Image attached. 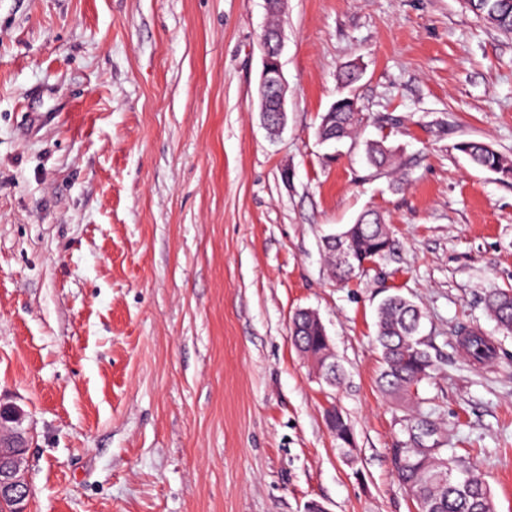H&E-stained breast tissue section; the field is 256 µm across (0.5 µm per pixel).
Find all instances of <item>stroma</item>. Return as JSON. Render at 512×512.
I'll return each mask as SVG.
<instances>
[{
	"mask_svg": "<svg viewBox=\"0 0 512 512\" xmlns=\"http://www.w3.org/2000/svg\"><path fill=\"white\" fill-rule=\"evenodd\" d=\"M266 23L265 0H0V398L27 413L31 512H415V407L378 384L392 295L425 313L423 412L512 512V335L484 304L512 288V182L455 148L512 158V36L463 0H288L273 138ZM349 66L363 122L320 142ZM368 209L392 249L336 283L322 240ZM300 309L340 386L296 350ZM262 72L258 87L259 112L264 124L273 135L284 126L287 114V81L281 63L282 34L280 29L261 35ZM299 317H302L306 322H309V323H314L316 326L319 327L320 331H321V334L322 336L324 337L327 345H328V351H327V355L332 359V361H328L326 362L325 359L321 360L320 362L316 361L313 357L309 356V357H304L309 363L312 364V366L314 367V369L316 370V372L318 373L319 377L323 379V374H324V370H323V367L324 366H327L329 368V370H332V369H335L336 370V373L334 371H332L330 373V377L332 379V381L335 383L336 382V385L337 384H340V381H341V374L339 372V368H338V365L336 364V358H335V353L333 351V348H332V344L331 342L328 341V338H327V334H326V331H325V328H324V325L320 319V317L313 311H310V310H305V309H300L298 311L295 312L294 316H293V319H292V323H291V328H292V339H293V342H294V345H295V340H294V336H295V331L297 329L296 325H295V322L297 323L298 321V318ZM296 349L298 350V352L300 353L299 351V347H297L295 345ZM301 354V353H300ZM461 346L472 360L479 363L493 360L497 352L492 338L478 330H465Z\"/></svg>",
	"mask_w": 512,
	"mask_h": 512,
	"instance_id": "35a3bbf8",
	"label": "stroma"
}]
</instances>
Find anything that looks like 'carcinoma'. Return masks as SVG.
<instances>
[{"mask_svg": "<svg viewBox=\"0 0 512 512\" xmlns=\"http://www.w3.org/2000/svg\"><path fill=\"white\" fill-rule=\"evenodd\" d=\"M466 7L477 18L504 34H512V0H465ZM326 133L338 139L349 137L360 118L357 108L336 104V111L326 113ZM457 150L476 167L493 172L503 181L512 180V159L477 140L462 141ZM369 161L375 168L390 167L394 157L383 142L368 147ZM363 221L348 225L343 233L350 234L346 244L353 253L365 258H384L389 245V231L380 215L367 210ZM332 277L338 282L349 280L353 273L338 264L334 244L325 243ZM486 308L498 328L512 333V289H499L486 297ZM423 312L399 295L388 297L377 312L376 341L380 349L383 370L382 390L396 398L418 397L419 385L431 378L434 371L425 343L419 336ZM462 347L476 362L495 358L497 346L491 337L477 330H466ZM437 434V426L423 418H414L403 449L402 464L396 477L415 502L426 505V512H493L490 490L481 477L465 469L454 456L447 454L444 443L430 444L428 438Z\"/></svg>", "mask_w": 512, "mask_h": 512, "instance_id": "cac0c4a2", "label": "carcinoma"}]
</instances>
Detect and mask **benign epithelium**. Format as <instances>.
<instances>
[{"label":"benign epithelium","instance_id":"obj_1","mask_svg":"<svg viewBox=\"0 0 512 512\" xmlns=\"http://www.w3.org/2000/svg\"><path fill=\"white\" fill-rule=\"evenodd\" d=\"M262 72L258 87L259 112L271 134L284 126L287 114V81L281 63L282 34L263 32ZM25 411L15 403L0 402V500L7 498L12 512H29L31 487L27 478L29 448Z\"/></svg>","mask_w":512,"mask_h":512}]
</instances>
